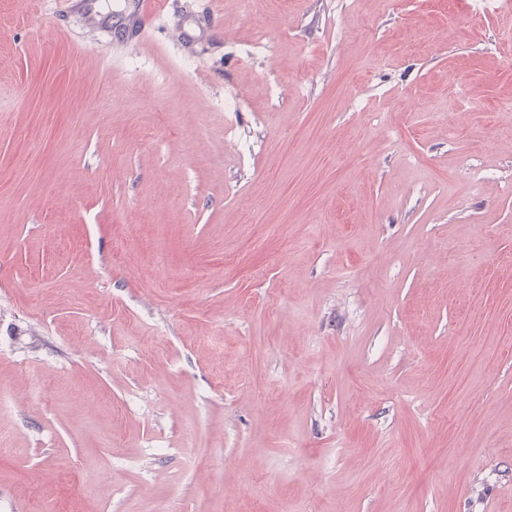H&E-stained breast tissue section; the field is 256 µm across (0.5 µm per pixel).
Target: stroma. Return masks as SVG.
<instances>
[{"mask_svg": "<svg viewBox=\"0 0 512 512\" xmlns=\"http://www.w3.org/2000/svg\"><path fill=\"white\" fill-rule=\"evenodd\" d=\"M135 2L0 0V512H512V0Z\"/></svg>", "mask_w": 512, "mask_h": 512, "instance_id": "stroma-1", "label": "stroma"}]
</instances>
